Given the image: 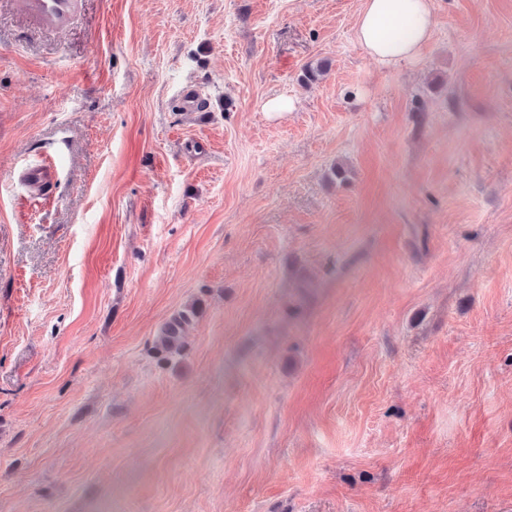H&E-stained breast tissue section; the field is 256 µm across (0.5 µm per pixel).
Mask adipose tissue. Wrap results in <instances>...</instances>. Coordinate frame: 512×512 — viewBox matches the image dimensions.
Returning <instances> with one entry per match:
<instances>
[{
  "instance_id": "adipose-tissue-1",
  "label": "adipose tissue",
  "mask_w": 512,
  "mask_h": 512,
  "mask_svg": "<svg viewBox=\"0 0 512 512\" xmlns=\"http://www.w3.org/2000/svg\"><path fill=\"white\" fill-rule=\"evenodd\" d=\"M436 25L432 0H364L356 36L378 64L392 68L414 60Z\"/></svg>"
}]
</instances>
